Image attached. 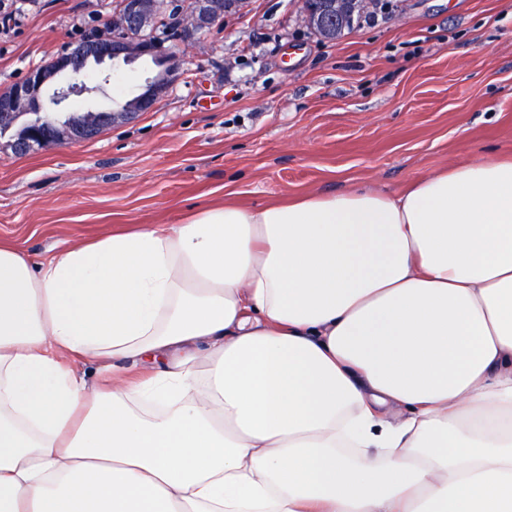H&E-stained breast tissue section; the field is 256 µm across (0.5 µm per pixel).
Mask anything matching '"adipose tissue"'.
Listing matches in <instances>:
<instances>
[{"mask_svg": "<svg viewBox=\"0 0 512 512\" xmlns=\"http://www.w3.org/2000/svg\"><path fill=\"white\" fill-rule=\"evenodd\" d=\"M0 512H512V156L0 243Z\"/></svg>", "mask_w": 512, "mask_h": 512, "instance_id": "1", "label": "adipose tissue"}]
</instances>
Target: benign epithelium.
<instances>
[{
  "label": "benign epithelium",
  "mask_w": 512,
  "mask_h": 512,
  "mask_svg": "<svg viewBox=\"0 0 512 512\" xmlns=\"http://www.w3.org/2000/svg\"><path fill=\"white\" fill-rule=\"evenodd\" d=\"M305 14H315V19L324 28L336 23V0H324L320 9L311 6V0H301ZM227 9L224 0H192L189 15L180 16L182 38L205 29L224 18ZM159 23L156 0H119L117 8L108 22L112 34L97 41L86 42L52 60L48 65L32 72L10 92L0 95V123H14L19 118L52 112L64 106L73 97H81L93 91L84 81L91 65H101L118 58L127 60L152 53L151 47L141 43L138 32L149 24ZM164 67L149 91L128 104L86 118L81 123L59 122L46 128L41 121L30 123L23 134L21 152L50 145H66L90 140L100 129L131 119L139 112H147L165 93L178 76V59L175 51L160 54Z\"/></svg>",
  "instance_id": "obj_1"
}]
</instances>
